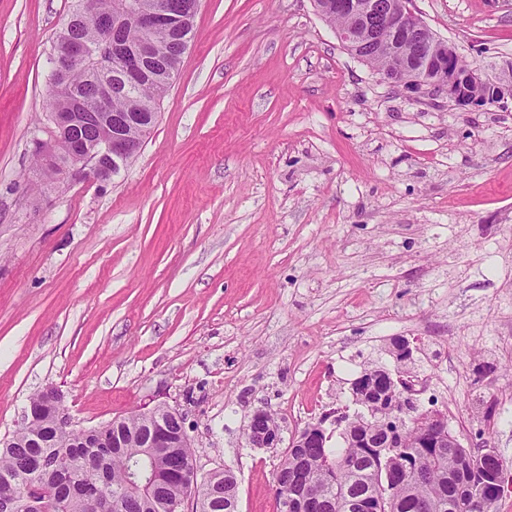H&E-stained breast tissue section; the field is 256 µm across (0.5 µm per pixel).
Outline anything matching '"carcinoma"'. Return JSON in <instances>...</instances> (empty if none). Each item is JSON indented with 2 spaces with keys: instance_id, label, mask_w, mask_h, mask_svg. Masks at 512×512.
Instances as JSON below:
<instances>
[{
  "instance_id": "cac0c4a2",
  "label": "carcinoma",
  "mask_w": 512,
  "mask_h": 512,
  "mask_svg": "<svg viewBox=\"0 0 512 512\" xmlns=\"http://www.w3.org/2000/svg\"><path fill=\"white\" fill-rule=\"evenodd\" d=\"M94 2L91 12L55 36L57 43H85L91 55L70 68L65 76L70 96L48 98L47 112H71L80 102L104 99L112 124L137 136L139 130L127 119L134 112L148 116L157 111L171 87L169 74H178L192 38V0H170L184 8L181 38L164 30L146 35L118 11L116 0ZM105 22L109 39L103 43ZM145 41L152 44L155 59L132 87L112 50L134 49ZM101 131L98 121L88 120L71 135L92 142ZM381 412L382 420L370 425L347 421L339 448L330 444L329 436L304 447L288 445L275 473L276 499L287 495L289 483L298 478L319 512H348L351 498L368 493L381 497L383 512H448L440 505L465 496L469 485L492 483L504 467L493 450L474 454L465 447L450 448L441 430L415 425V417L400 409L398 393ZM151 423L139 412L115 424L109 421L101 426L105 439L87 448L92 436L73 431L63 447L43 443L42 432L55 428L48 410L23 422L0 448V512H168L169 503L188 494L185 454L192 448L148 453L140 439ZM195 485L199 494L213 496L210 509L200 512H238L239 482L231 467L200 473Z\"/></svg>"
}]
</instances>
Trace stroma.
<instances>
[{
	"label": "stroma",
	"mask_w": 512,
	"mask_h": 512,
	"mask_svg": "<svg viewBox=\"0 0 512 512\" xmlns=\"http://www.w3.org/2000/svg\"><path fill=\"white\" fill-rule=\"evenodd\" d=\"M466 62L512 60V0H413ZM71 0H0V442L58 389L80 428L167 402L240 512H278L283 442L406 368L463 445L512 461V104L458 108L349 54L312 0H201L139 154L37 180Z\"/></svg>",
	"instance_id": "stroma-1"
}]
</instances>
